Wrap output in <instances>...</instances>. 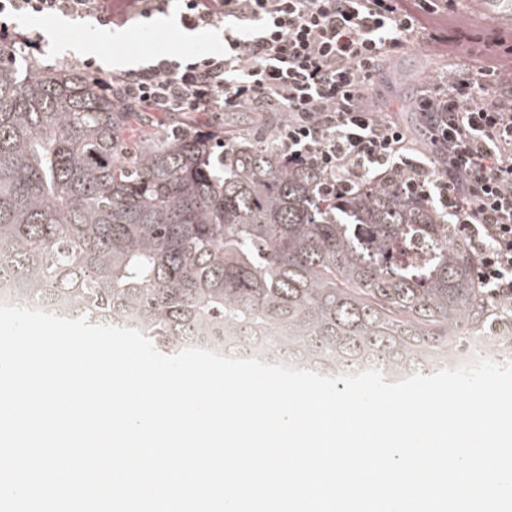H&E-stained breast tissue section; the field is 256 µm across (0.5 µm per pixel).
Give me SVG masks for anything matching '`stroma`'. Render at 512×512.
Segmentation results:
<instances>
[{"mask_svg":"<svg viewBox=\"0 0 512 512\" xmlns=\"http://www.w3.org/2000/svg\"><path fill=\"white\" fill-rule=\"evenodd\" d=\"M36 29L43 37V50L31 57L30 62L42 70L70 68L72 61L79 56L94 58L102 67L112 68L120 60L138 65L161 51L176 54L222 47L221 38L216 33L182 29L180 14L175 9L146 24L134 21L123 27L111 28L79 19H63L39 23ZM432 52L431 46L414 43L392 60L393 69L408 76L409 81L395 85L376 81L382 102L416 98L421 85L414 82L413 76L421 70ZM460 350L475 359L484 357L501 364L512 362V322L498 330L488 331L486 341L464 340Z\"/></svg>","mask_w":512,"mask_h":512,"instance_id":"1","label":"stroma"}]
</instances>
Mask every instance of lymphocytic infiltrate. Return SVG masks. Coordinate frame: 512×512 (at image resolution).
I'll return each mask as SVG.
<instances>
[{"instance_id": "obj_1", "label": "lymphocytic infiltrate", "mask_w": 512, "mask_h": 512, "mask_svg": "<svg viewBox=\"0 0 512 512\" xmlns=\"http://www.w3.org/2000/svg\"><path fill=\"white\" fill-rule=\"evenodd\" d=\"M173 6L185 29L222 30L223 51L159 56L137 70L106 72L90 58L75 67L141 112L285 113L276 140L292 160L323 172L325 191L374 179L437 202L472 248L479 283L512 305V50L475 49L482 17L473 0L453 8L436 0H0V40L40 51L18 15L121 26ZM416 40L456 61L419 98L440 159L434 169L370 103L380 64Z\"/></svg>"}]
</instances>
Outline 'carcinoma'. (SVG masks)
Returning <instances> with one entry per match:
<instances>
[{
    "label": "carcinoma",
    "instance_id": "carcinoma-1",
    "mask_svg": "<svg viewBox=\"0 0 512 512\" xmlns=\"http://www.w3.org/2000/svg\"><path fill=\"white\" fill-rule=\"evenodd\" d=\"M274 137L154 121L73 69L0 50V293L156 349L220 346L336 376H425L496 303L431 201L336 196ZM413 235L431 243L422 266Z\"/></svg>",
    "mask_w": 512,
    "mask_h": 512
}]
</instances>
